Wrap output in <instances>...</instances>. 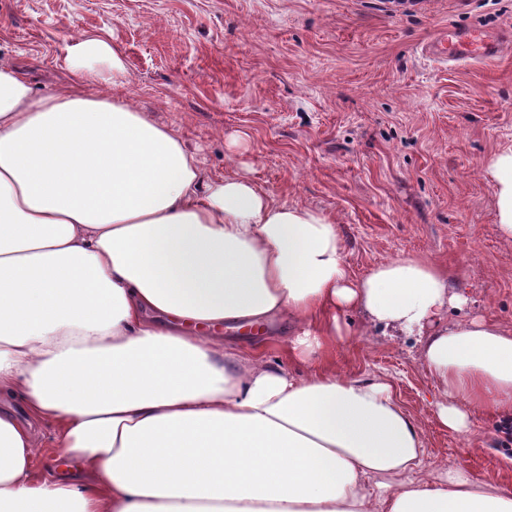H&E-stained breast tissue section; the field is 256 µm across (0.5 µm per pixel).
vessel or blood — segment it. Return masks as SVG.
Masks as SVG:
<instances>
[{
  "label": "vessel or blood",
  "mask_w": 512,
  "mask_h": 512,
  "mask_svg": "<svg viewBox=\"0 0 512 512\" xmlns=\"http://www.w3.org/2000/svg\"><path fill=\"white\" fill-rule=\"evenodd\" d=\"M509 44L512 38L481 26L453 27L447 35L431 42L426 51L445 62L487 61L498 57Z\"/></svg>",
  "instance_id": "b4317fda"
}]
</instances>
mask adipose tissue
<instances>
[{
	"mask_svg": "<svg viewBox=\"0 0 512 512\" xmlns=\"http://www.w3.org/2000/svg\"><path fill=\"white\" fill-rule=\"evenodd\" d=\"M96 61L125 79L95 37L57 92L0 62V512H512L511 487L419 476L388 380L334 368L341 312L419 337L438 421L462 434L473 406L512 420V333L448 321L467 296L427 259L350 278L337 224L208 177L175 129L92 93ZM487 173L512 242V149ZM191 322L286 325L305 371ZM47 421L69 465L39 478Z\"/></svg>",
	"mask_w": 512,
	"mask_h": 512,
	"instance_id": "ef3b65f1",
	"label": "adipose tissue"
}]
</instances>
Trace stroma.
<instances>
[{
	"label": "stroma",
	"instance_id": "35a3bbf8",
	"mask_svg": "<svg viewBox=\"0 0 512 512\" xmlns=\"http://www.w3.org/2000/svg\"><path fill=\"white\" fill-rule=\"evenodd\" d=\"M473 24L512 33V0H0V61L50 92L70 46L107 40L127 77L96 92L177 130L209 175L248 172L278 201L325 214L351 278L425 257L469 298L449 321L512 332V242L487 173L512 148V49L461 66L421 52ZM343 319L337 372L390 380L421 431L424 472L512 486V434L495 419L474 407L467 433L439 425L416 337Z\"/></svg>",
	"mask_w": 512,
	"mask_h": 512
}]
</instances>
